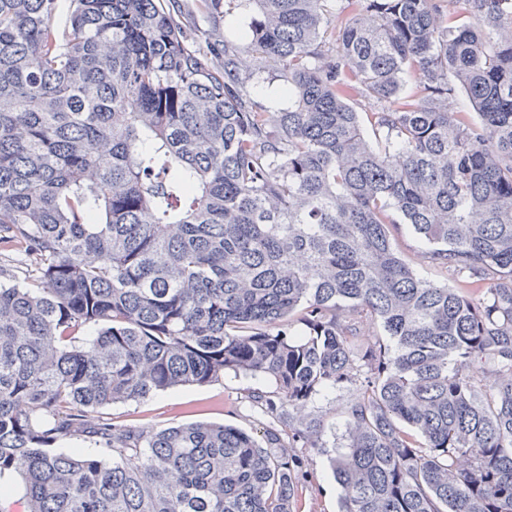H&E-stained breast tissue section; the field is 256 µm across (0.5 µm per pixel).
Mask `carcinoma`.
I'll use <instances>...</instances> for the list:
<instances>
[{
    "label": "carcinoma",
    "instance_id": "1",
    "mask_svg": "<svg viewBox=\"0 0 512 512\" xmlns=\"http://www.w3.org/2000/svg\"><path fill=\"white\" fill-rule=\"evenodd\" d=\"M71 2L60 28L0 0V251L35 266L0 283V476L27 512H295L302 408L355 384L339 512H512V0H247L237 41L177 0ZM229 371L274 382L250 399L288 440L105 416ZM401 229L395 232V242L406 260L421 276L436 281L447 282V277L440 271L427 265L422 254L428 249V245L421 242L409 226L401 224ZM1 483L8 484L11 493L1 498V509L6 512H24L26 509L25 487L19 476L16 474L2 477Z\"/></svg>",
    "mask_w": 512,
    "mask_h": 512
}]
</instances>
